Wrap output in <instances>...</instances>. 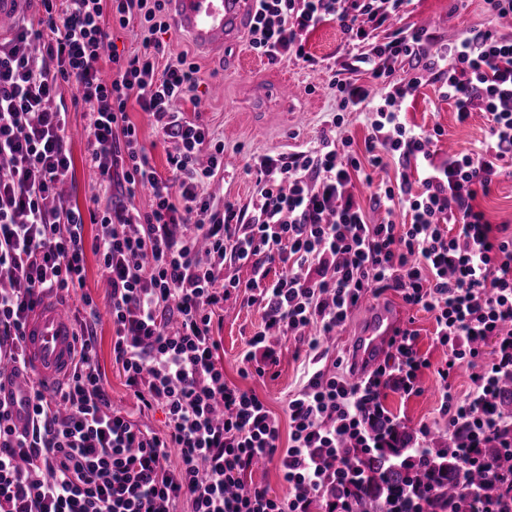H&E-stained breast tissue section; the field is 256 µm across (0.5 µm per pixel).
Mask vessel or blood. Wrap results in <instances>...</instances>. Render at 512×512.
<instances>
[{"label": "vessel or blood", "mask_w": 512, "mask_h": 512, "mask_svg": "<svg viewBox=\"0 0 512 512\" xmlns=\"http://www.w3.org/2000/svg\"><path fill=\"white\" fill-rule=\"evenodd\" d=\"M169 6L177 25L203 52L226 45L239 44L250 14L253 0H170ZM400 324L389 310L372 313L365 330L355 338L354 376L371 369L387 349ZM76 329L70 313L55 299L43 298L31 312L21 341L27 368L25 378L12 387L10 406L13 418H26L28 383L42 382L52 390L64 383L70 372L75 349Z\"/></svg>", "instance_id": "1"}]
</instances>
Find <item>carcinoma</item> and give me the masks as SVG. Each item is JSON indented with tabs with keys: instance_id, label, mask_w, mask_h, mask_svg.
Returning <instances> with one entry per match:
<instances>
[{
	"instance_id": "carcinoma-1",
	"label": "carcinoma",
	"mask_w": 512,
	"mask_h": 512,
	"mask_svg": "<svg viewBox=\"0 0 512 512\" xmlns=\"http://www.w3.org/2000/svg\"><path fill=\"white\" fill-rule=\"evenodd\" d=\"M503 400L502 413L512 412V373L499 378ZM469 443L462 428L448 437L442 448L419 456L411 448H368L355 453L349 444L326 456L322 465L351 464L354 474V512H418L417 503L427 499L433 512H462L466 500L462 489L473 490L478 499L498 504L509 499L500 512H512V453L503 448H485L482 453L497 468L496 479L479 471L464 472L460 454Z\"/></svg>"
}]
</instances>
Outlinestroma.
<instances>
[{
	"label": "stroma",
	"instance_id": "1",
	"mask_svg": "<svg viewBox=\"0 0 512 512\" xmlns=\"http://www.w3.org/2000/svg\"><path fill=\"white\" fill-rule=\"evenodd\" d=\"M490 18L487 0H414L401 25L408 30L427 31L435 46L443 48L462 32L485 27ZM164 39L169 57L187 53L199 68L198 99L196 103L183 104L182 112L189 118L201 117L224 143V169L209 187L215 207H222L228 200L247 203L257 192L255 162L264 156L276 158L314 146L334 113L344 115L341 135L352 139L354 150H363L370 131V107L341 109L339 97L329 86L333 74H341L345 79L351 76L347 65L353 49L346 44L336 22L324 23L305 34V49L312 57L308 63L292 56L272 63L257 56L243 43L237 51L238 63L232 64L221 54L197 52L177 29H169ZM287 79L291 80L293 91L284 96L279 89ZM391 79L402 83L417 80L418 85L405 104L406 119L425 129L437 125L443 128L444 139L429 146L436 161L447 158L449 147L468 152L490 143V126L481 111H474L468 123H457L455 109L443 96L441 82L434 72L399 61L393 65ZM59 93L60 104L67 106L69 112L66 142L73 156V168L64 186L65 198L84 210L95 202L106 204L108 197L101 192L98 177L88 162L89 116L82 108L73 107L69 86H61ZM128 117L138 128L151 163L160 174H167V154L174 151L175 142L163 139L148 114L141 112L137 104H129ZM478 203L491 224L512 230V175L499 176L490 192L479 196ZM82 291L98 306L97 360L112 403L134 411L135 401L122 373L112 362L109 288L92 255L87 258ZM382 305L400 309L404 318L412 319L419 350L430 363L420 376L419 394L407 396L389 389L383 398L388 411L403 425L415 430L421 424H431L440 418L441 389L437 370L448 356L446 349L435 340V321L430 313L406 307L394 289H376L329 340V358L351 365L352 342L366 312ZM221 318L214 334L221 342L225 379L254 390L277 416L280 425H287L286 400L305 382L304 363L296 355L300 346L298 338L270 336L274 364L264 376L244 379L240 376L242 355L252 336L264 328L263 311L256 305L246 307L230 303L225 305Z\"/></svg>",
	"mask_w": 512,
	"mask_h": 512
}]
</instances>
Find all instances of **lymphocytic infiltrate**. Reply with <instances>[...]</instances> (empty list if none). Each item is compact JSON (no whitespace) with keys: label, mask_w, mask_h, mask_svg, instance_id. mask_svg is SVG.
<instances>
[{"label":"lymphocytic infiltrate","mask_w":512,"mask_h":512,"mask_svg":"<svg viewBox=\"0 0 512 512\" xmlns=\"http://www.w3.org/2000/svg\"><path fill=\"white\" fill-rule=\"evenodd\" d=\"M413 0H255L249 46L268 60L306 58L304 32L334 21L348 42H364ZM37 28L21 26L0 47V361L21 362L20 341L35 303L82 287L94 254L111 288L112 357L140 411L162 406L166 428L142 427L115 410L96 360L98 312L81 296L72 370L56 391L31 384L24 425L0 402V512H353L337 498L338 470L321 460L343 444L391 445L378 433L381 396L418 394L427 358L418 334L397 331L384 365L352 380L324 370L319 339L345 324L365 295L392 288L403 302L433 314L435 339L448 349L439 368L440 414L484 447L499 412L498 377L512 371V234L493 227L475 200L512 162V36L473 29L443 51L422 31L398 29L354 55L352 69L390 76L406 58L443 81L459 123L480 109L493 141L436 162L428 145L441 127L408 124L407 86L393 83L375 108L364 153L350 138L322 134L313 148L256 165L259 190L247 204L214 209L207 188L224 164V144L181 104L197 99L198 66L187 55L163 62L167 0H40ZM139 20L143 50L131 58L112 43V26ZM110 63L103 77L100 58ZM89 114V162L102 187L122 193L106 209L82 211L62 200L73 167L61 85ZM136 102L164 137L175 140L169 176L151 164L128 119ZM414 162L373 195L384 222L370 223L347 186L363 164L385 156ZM149 189V210L137 189ZM404 221L395 224L394 211ZM97 226L85 241L86 223ZM280 264L283 272L270 277ZM253 269L247 281L228 275ZM264 310L266 329L244 356L264 376L272 352L266 330L306 342L307 381L289 395V436L255 391L228 382L213 334L229 299ZM468 367L470 390L449 377ZM179 464L169 467L170 452ZM277 462L285 496L255 487L230 494L254 462Z\"/></svg>","instance_id":"obj_1"}]
</instances>
